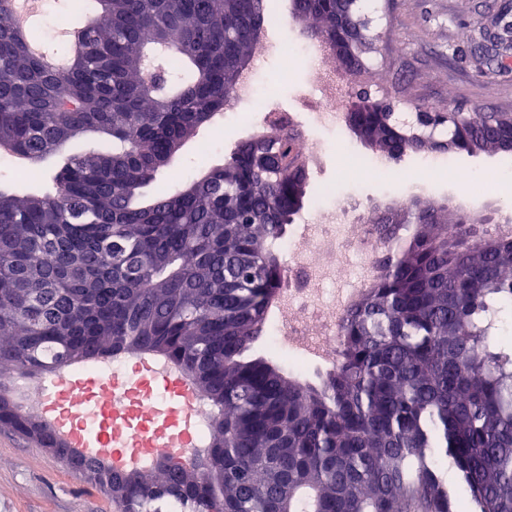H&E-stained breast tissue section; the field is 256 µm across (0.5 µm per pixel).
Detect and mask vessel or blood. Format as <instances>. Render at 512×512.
Listing matches in <instances>:
<instances>
[{"label":"vessel or blood","mask_w":512,"mask_h":512,"mask_svg":"<svg viewBox=\"0 0 512 512\" xmlns=\"http://www.w3.org/2000/svg\"><path fill=\"white\" fill-rule=\"evenodd\" d=\"M45 391L47 419L84 457L130 468L194 445L195 391L178 369L155 359L139 357L132 374H62Z\"/></svg>","instance_id":"obj_1"}]
</instances>
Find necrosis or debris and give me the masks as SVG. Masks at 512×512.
<instances>
[{
    "label": "necrosis or debris",
    "instance_id": "4bbe7bcc",
    "mask_svg": "<svg viewBox=\"0 0 512 512\" xmlns=\"http://www.w3.org/2000/svg\"><path fill=\"white\" fill-rule=\"evenodd\" d=\"M314 63L315 108L312 126L332 128L340 112L348 80L323 68L331 47H310ZM365 227L347 223L344 216L316 206L307 223L293 225L279 248L288 258V274L279 290V314L269 346L285 356L291 370L332 364L336 359L337 318L351 301L347 276L367 285L373 278V260L363 248Z\"/></svg>",
    "mask_w": 512,
    "mask_h": 512
}]
</instances>
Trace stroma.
Listing matches in <instances>:
<instances>
[{"instance_id":"obj_1","label":"stroma","mask_w":512,"mask_h":512,"mask_svg":"<svg viewBox=\"0 0 512 512\" xmlns=\"http://www.w3.org/2000/svg\"><path fill=\"white\" fill-rule=\"evenodd\" d=\"M504 10L512 13V0H361V14L371 20L378 35L367 63V88L376 96L392 98L400 118L420 103L443 110L453 106L465 112L512 113V65L485 76L472 60L480 31ZM263 65L269 75L266 91L282 107L293 108L298 93L313 84L312 70L300 61H288L277 53L267 56ZM302 134L317 153L311 162L310 195L336 188L339 206L346 208L354 223H368L384 208L400 207L415 198L483 216L512 215V186L494 196L481 190L483 181L496 178L501 168L512 169V154L456 155L457 164L473 173L467 185L448 184L436 172L405 182L401 172L412 170L420 154L382 157L345 125L335 132L306 127ZM245 136V131L228 123L210 152H197L195 142H187L163 170L162 186L179 189V182L172 179L174 171L197 175L223 163ZM355 154L381 160L389 176L356 179L349 170ZM52 173L48 162L20 177L0 160V188L21 195L46 193L53 187ZM0 458L5 461L0 468V512H115L111 499L26 438L0 431Z\"/></svg>"}]
</instances>
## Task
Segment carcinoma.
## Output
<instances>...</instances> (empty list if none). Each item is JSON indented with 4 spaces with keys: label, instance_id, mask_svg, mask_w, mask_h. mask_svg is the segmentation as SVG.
Wrapping results in <instances>:
<instances>
[{
    "label": "carcinoma",
    "instance_id": "obj_1",
    "mask_svg": "<svg viewBox=\"0 0 512 512\" xmlns=\"http://www.w3.org/2000/svg\"><path fill=\"white\" fill-rule=\"evenodd\" d=\"M0 0V148L39 166L78 136L112 149L69 157L54 191L0 189V352L12 374L151 353L191 368L211 435L187 460L161 454L133 476L58 458L116 512H512V237L415 200L367 229L373 282L339 316L336 363L316 382L252 353L287 267L276 242L308 194L295 129L238 141L177 191L144 189L236 97L273 23L266 0H81L67 65L30 52ZM310 39H335L340 0H290ZM479 70L512 49L490 21ZM352 129L389 157L393 107L351 90ZM449 149L512 151V119L450 116ZM456 230L448 235V225ZM408 231L403 236L400 230ZM11 402L0 430L47 446Z\"/></svg>",
    "mask_w": 512,
    "mask_h": 512
}]
</instances>
